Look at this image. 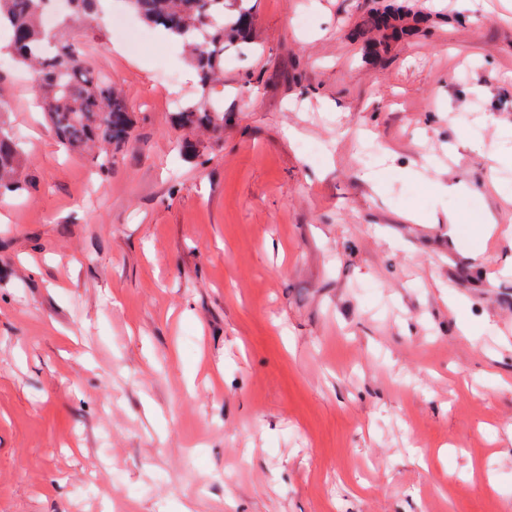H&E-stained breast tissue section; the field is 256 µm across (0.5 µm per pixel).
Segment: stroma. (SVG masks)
<instances>
[{"instance_id":"1","label":"stroma","mask_w":512,"mask_h":512,"mask_svg":"<svg viewBox=\"0 0 512 512\" xmlns=\"http://www.w3.org/2000/svg\"><path fill=\"white\" fill-rule=\"evenodd\" d=\"M382 2L252 0L217 135L175 124L182 45L72 29L133 119L105 175L0 69L33 185L0 204V512H512V0H410L375 54Z\"/></svg>"}]
</instances>
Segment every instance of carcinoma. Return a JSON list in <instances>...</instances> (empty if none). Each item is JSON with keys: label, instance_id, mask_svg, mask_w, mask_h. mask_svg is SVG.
Instances as JSON below:
<instances>
[{"label": "carcinoma", "instance_id": "obj_1", "mask_svg": "<svg viewBox=\"0 0 512 512\" xmlns=\"http://www.w3.org/2000/svg\"><path fill=\"white\" fill-rule=\"evenodd\" d=\"M145 23L167 33L187 48L197 70L201 96H206L224 68V37L249 30L250 0H128ZM45 0H0V28L12 32L10 52L16 65L33 72L42 89L41 107L60 142L71 149L100 144L120 149L129 144L132 120L122 94L91 68L84 52L66 39L45 48L49 33L41 19ZM396 15L374 13L369 24L392 29ZM86 27L99 25L98 0H73L69 19ZM182 127L224 126V113L201 100L176 112ZM18 137L0 117V198L29 189Z\"/></svg>", "mask_w": 512, "mask_h": 512}]
</instances>
